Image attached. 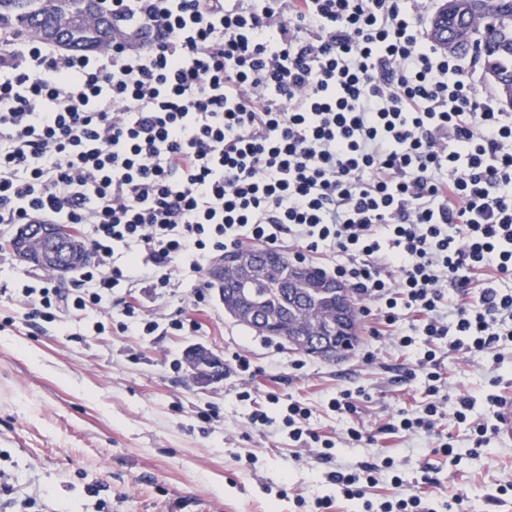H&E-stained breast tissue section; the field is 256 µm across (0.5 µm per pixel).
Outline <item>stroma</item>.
<instances>
[{
    "instance_id": "1",
    "label": "stroma",
    "mask_w": 512,
    "mask_h": 512,
    "mask_svg": "<svg viewBox=\"0 0 512 512\" xmlns=\"http://www.w3.org/2000/svg\"><path fill=\"white\" fill-rule=\"evenodd\" d=\"M38 274L0 250V472L10 477L9 490L0 489V512H306L330 491L329 465L292 442L281 424L255 427L248 420L253 409L274 416L291 401L309 406L311 426L336 440L332 463L394 458L403 484L380 472L367 499L421 489L438 504L453 503L455 512H512V494L498 493L512 480V446L495 438L475 447L472 431L491 416L490 391L512 395V340L502 339L496 358L441 350L451 386L445 410L459 397L475 402L469 423L447 427L451 462L433 455L431 434L384 432L396 411L422 412L421 352L385 337L372 340L370 318L360 317L349 356L329 364L225 318L205 271L183 267L159 291L114 289L100 313L31 321L16 287ZM129 302L155 321L154 332L122 331ZM175 318L197 327L172 330ZM194 345L223 360V379L194 385L185 360ZM239 358L250 362V374L236 368ZM246 386L253 401L239 399ZM346 390L356 413L332 411L329 399ZM272 394L278 403L269 402ZM357 426L370 439L347 446L345 433ZM428 465L437 470L436 482L418 487Z\"/></svg>"
}]
</instances>
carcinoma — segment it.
<instances>
[{"label":"carcinoma","mask_w":512,"mask_h":512,"mask_svg":"<svg viewBox=\"0 0 512 512\" xmlns=\"http://www.w3.org/2000/svg\"><path fill=\"white\" fill-rule=\"evenodd\" d=\"M0 31L88 51L112 38V18L95 11L91 0H0ZM429 37L451 54L475 55L499 99L512 107V86L502 81L512 75V0H444L430 18ZM279 258L278 277L259 284L256 292L266 335L284 339L307 329L316 311L334 315L337 300L319 287L315 274L295 285L294 265L282 254Z\"/></svg>","instance_id":"cac0c4a2"}]
</instances>
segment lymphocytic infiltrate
Instances as JSON below:
<instances>
[{
  "instance_id": "f902f5d3",
  "label": "lymphocytic infiltrate",
  "mask_w": 512,
  "mask_h": 512,
  "mask_svg": "<svg viewBox=\"0 0 512 512\" xmlns=\"http://www.w3.org/2000/svg\"><path fill=\"white\" fill-rule=\"evenodd\" d=\"M103 3L118 33L99 51L0 33V226H75L96 253L75 288L47 270L25 288L29 318L288 238L374 306L372 336L423 343L429 400L387 431H432L448 415L434 342L489 353L512 322V113L427 41L430 0ZM448 282L478 292L446 309ZM308 417L291 403L281 421L331 462ZM393 467L326 479L365 512H434L366 500Z\"/></svg>"
}]
</instances>
